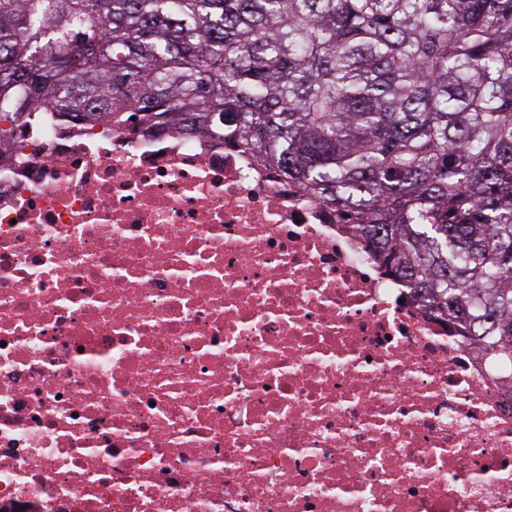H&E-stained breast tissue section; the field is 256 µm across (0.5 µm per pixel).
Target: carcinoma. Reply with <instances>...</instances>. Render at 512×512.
<instances>
[{"mask_svg": "<svg viewBox=\"0 0 512 512\" xmlns=\"http://www.w3.org/2000/svg\"><path fill=\"white\" fill-rule=\"evenodd\" d=\"M219 138L512 368V0H0V122Z\"/></svg>", "mask_w": 512, "mask_h": 512, "instance_id": "cac0c4a2", "label": "carcinoma"}]
</instances>
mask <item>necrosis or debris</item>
I'll use <instances>...</instances> for the list:
<instances>
[{
	"instance_id": "1",
	"label": "necrosis or debris",
	"mask_w": 512,
	"mask_h": 512,
	"mask_svg": "<svg viewBox=\"0 0 512 512\" xmlns=\"http://www.w3.org/2000/svg\"><path fill=\"white\" fill-rule=\"evenodd\" d=\"M0 512H512V391L249 152L0 156Z\"/></svg>"
}]
</instances>
